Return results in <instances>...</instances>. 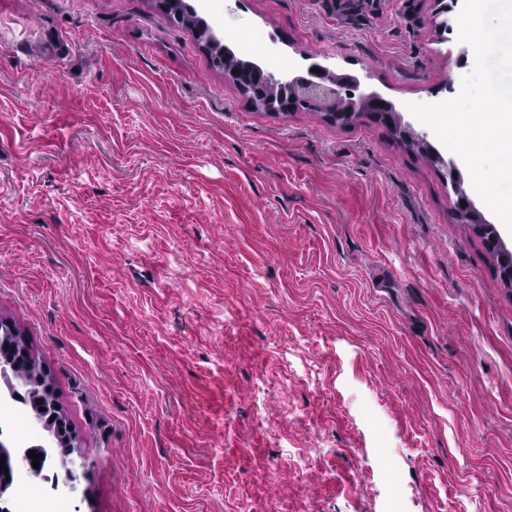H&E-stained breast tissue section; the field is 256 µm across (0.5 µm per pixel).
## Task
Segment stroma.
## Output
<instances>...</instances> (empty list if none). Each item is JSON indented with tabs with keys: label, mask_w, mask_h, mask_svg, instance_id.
Returning <instances> with one entry per match:
<instances>
[{
	"label": "stroma",
	"mask_w": 512,
	"mask_h": 512,
	"mask_svg": "<svg viewBox=\"0 0 512 512\" xmlns=\"http://www.w3.org/2000/svg\"><path fill=\"white\" fill-rule=\"evenodd\" d=\"M461 8L203 17L435 146L408 106L472 71ZM445 163L257 109L157 0H0V321L76 437L71 512H512V287Z\"/></svg>",
	"instance_id": "obj_1"
}]
</instances>
